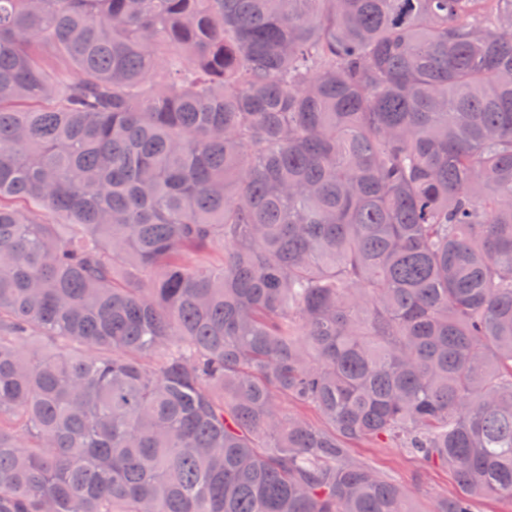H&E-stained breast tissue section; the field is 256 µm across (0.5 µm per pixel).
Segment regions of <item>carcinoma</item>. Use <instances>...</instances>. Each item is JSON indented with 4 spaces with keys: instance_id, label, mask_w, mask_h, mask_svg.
<instances>
[{
    "instance_id": "1",
    "label": "carcinoma",
    "mask_w": 512,
    "mask_h": 512,
    "mask_svg": "<svg viewBox=\"0 0 512 512\" xmlns=\"http://www.w3.org/2000/svg\"><path fill=\"white\" fill-rule=\"evenodd\" d=\"M384 441L512 500V0H0V512H418Z\"/></svg>"
}]
</instances>
